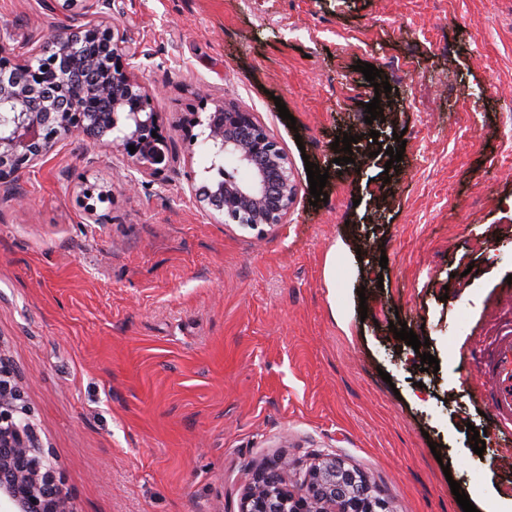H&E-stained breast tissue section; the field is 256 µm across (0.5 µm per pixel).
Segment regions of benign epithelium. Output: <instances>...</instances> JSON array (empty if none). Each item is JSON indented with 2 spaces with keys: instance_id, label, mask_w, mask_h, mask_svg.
<instances>
[{
  "instance_id": "1",
  "label": "benign epithelium",
  "mask_w": 512,
  "mask_h": 512,
  "mask_svg": "<svg viewBox=\"0 0 512 512\" xmlns=\"http://www.w3.org/2000/svg\"><path fill=\"white\" fill-rule=\"evenodd\" d=\"M76 11L60 35L49 37L36 53L44 55L39 67L56 81L60 63L79 49L83 36L101 38L110 48L100 67L110 80L93 81L89 94L112 98V114L125 115L122 136L102 141L93 124L69 112H56L58 102L42 99L41 111L27 108L36 91L19 85L13 65L0 61V112L15 110L11 122L0 127V184L8 183L23 168L45 160L56 139L86 137L104 142L113 152L131 158L135 169L147 175L165 155L158 151L162 134L152 98L135 73L131 60L137 53L115 39L114 29L97 23L112 10V0H69ZM78 92V97L87 94ZM214 159L231 158L243 175L226 177L214 190H201L208 207L224 224L257 229L275 226L294 205L297 187L288 156L253 114L221 102L207 119ZM157 137H152V134ZM136 151L130 152L129 146ZM24 400L20 377L11 360L0 354V512H77L52 450L44 447ZM290 462L280 458L249 474L239 512H394L388 501L355 471L332 458L315 461L300 487L284 480Z\"/></svg>"
}]
</instances>
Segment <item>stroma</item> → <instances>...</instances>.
I'll return each instance as SVG.
<instances>
[{
  "label": "stroma",
  "mask_w": 512,
  "mask_h": 512,
  "mask_svg": "<svg viewBox=\"0 0 512 512\" xmlns=\"http://www.w3.org/2000/svg\"><path fill=\"white\" fill-rule=\"evenodd\" d=\"M64 3L0 0L12 61ZM110 21L138 52L159 170L71 138L0 189V353L78 512H239L246 470L282 456L336 457L397 512H463L454 482L478 507L512 496L492 381L512 337V0H112ZM220 100L287 153L284 224H221L191 194L233 167L179 120ZM309 161L329 171L314 206Z\"/></svg>",
  "instance_id": "stroma-1"
}]
</instances>
